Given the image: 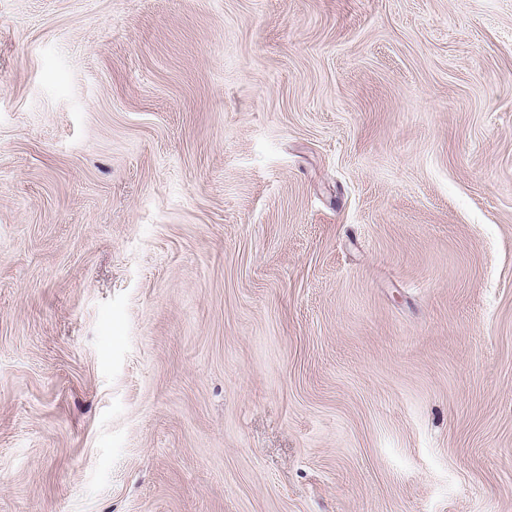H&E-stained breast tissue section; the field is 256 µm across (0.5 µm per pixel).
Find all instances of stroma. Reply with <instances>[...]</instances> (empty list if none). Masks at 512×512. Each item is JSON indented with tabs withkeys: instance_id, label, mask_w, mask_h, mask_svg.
Here are the masks:
<instances>
[{
	"instance_id": "35a3bbf8",
	"label": "stroma",
	"mask_w": 512,
	"mask_h": 512,
	"mask_svg": "<svg viewBox=\"0 0 512 512\" xmlns=\"http://www.w3.org/2000/svg\"><path fill=\"white\" fill-rule=\"evenodd\" d=\"M0 512H512V0H0Z\"/></svg>"
}]
</instances>
